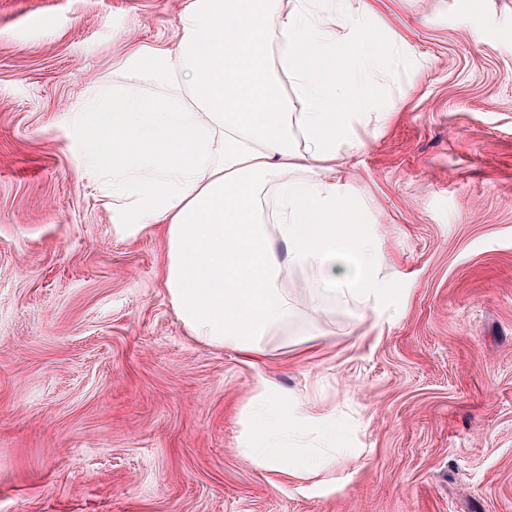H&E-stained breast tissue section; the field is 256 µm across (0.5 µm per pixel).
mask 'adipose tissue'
<instances>
[{"label":"adipose tissue","instance_id":"obj_1","mask_svg":"<svg viewBox=\"0 0 512 512\" xmlns=\"http://www.w3.org/2000/svg\"><path fill=\"white\" fill-rule=\"evenodd\" d=\"M377 24L374 0H189L176 50L133 45L112 64L119 85L92 86L70 112L113 232L162 226L163 286L195 339L261 355L264 336L296 317L289 274L310 278L313 309L332 299L388 323L391 258L330 174L358 127L386 122L374 92L409 54L396 32L379 52ZM331 51L354 54L348 81L321 66ZM309 432L340 429L256 373L250 464L335 465V449L303 448Z\"/></svg>","mask_w":512,"mask_h":512}]
</instances>
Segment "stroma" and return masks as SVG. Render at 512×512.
<instances>
[{"instance_id":"35a3bbf8","label":"stroma","mask_w":512,"mask_h":512,"mask_svg":"<svg viewBox=\"0 0 512 512\" xmlns=\"http://www.w3.org/2000/svg\"><path fill=\"white\" fill-rule=\"evenodd\" d=\"M187 2L0 0V512H512V0H381L378 43L413 29L401 105L336 177L391 321L312 312L298 275L304 333L256 360L188 336L163 235L114 236L68 120L132 44L176 49ZM260 370L346 425L335 469L248 462Z\"/></svg>"}]
</instances>
